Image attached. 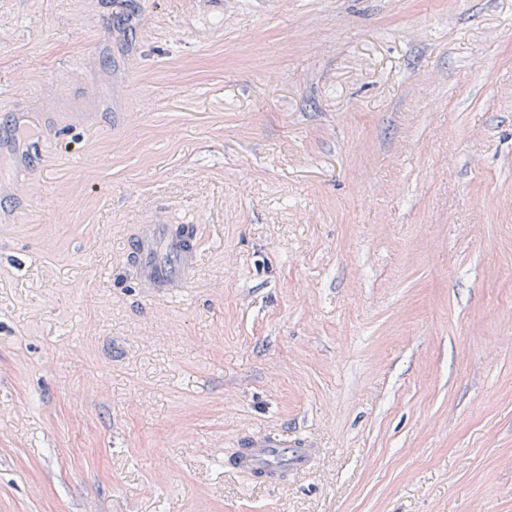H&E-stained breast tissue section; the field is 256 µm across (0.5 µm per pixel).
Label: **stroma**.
Masks as SVG:
<instances>
[{
    "mask_svg": "<svg viewBox=\"0 0 512 512\" xmlns=\"http://www.w3.org/2000/svg\"><path fill=\"white\" fill-rule=\"evenodd\" d=\"M1 252L0 512H512V0H0ZM127 250L136 279L156 296L188 288L198 265L200 240L196 224H140ZM311 457L310 445L301 439L288 440L280 434L260 433L239 444L234 463L239 470L253 475L261 471L260 477L273 484L281 479L288 467H308Z\"/></svg>",
    "mask_w": 512,
    "mask_h": 512,
    "instance_id": "1",
    "label": "stroma"
}]
</instances>
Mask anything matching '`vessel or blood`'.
Returning a JSON list of instances; mask_svg holds the SVG:
<instances>
[{"label":"vessel or blood","mask_w":512,"mask_h":512,"mask_svg":"<svg viewBox=\"0 0 512 512\" xmlns=\"http://www.w3.org/2000/svg\"><path fill=\"white\" fill-rule=\"evenodd\" d=\"M136 278L151 294L167 296L188 287L198 265L200 240L194 224H142L128 246ZM312 450L300 439L260 433L245 438L234 463L239 470L261 473L278 482L288 469L308 467Z\"/></svg>","instance_id":"1"}]
</instances>
